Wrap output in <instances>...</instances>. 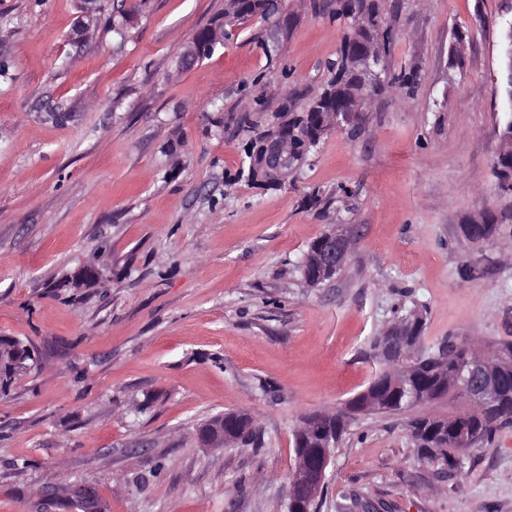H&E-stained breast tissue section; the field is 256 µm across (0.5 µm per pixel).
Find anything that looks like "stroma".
<instances>
[{
	"instance_id": "1",
	"label": "stroma",
	"mask_w": 512,
	"mask_h": 512,
	"mask_svg": "<svg viewBox=\"0 0 512 512\" xmlns=\"http://www.w3.org/2000/svg\"><path fill=\"white\" fill-rule=\"evenodd\" d=\"M0 0V335L37 370L0 396V512H286L302 418L336 410L381 364L370 348L423 306L422 348L512 341V190L494 164L512 112L505 0H386V61L357 131L332 130L280 184L242 175L250 140L305 111L349 19L314 0L225 26L227 0ZM473 224L496 234L472 239ZM355 239L308 287L332 226ZM225 411L257 443L201 445ZM512 512V425L461 471L422 460L404 416L364 414L332 454L320 512ZM321 245V249L314 257L325 269L314 264H305L304 258L300 264L302 277L309 286H318L333 277L340 269L336 271H328L326 269H336L345 265L352 251L354 241L350 234L332 230L325 234L323 242L322 236L315 239L310 244L305 255L307 256Z\"/></svg>"
}]
</instances>
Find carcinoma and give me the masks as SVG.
I'll use <instances>...</instances> for the list:
<instances>
[{
	"label": "carcinoma",
	"mask_w": 512,
	"mask_h": 512,
	"mask_svg": "<svg viewBox=\"0 0 512 512\" xmlns=\"http://www.w3.org/2000/svg\"><path fill=\"white\" fill-rule=\"evenodd\" d=\"M353 4L357 10L368 17L365 25L353 28L348 42L352 45L370 43L380 38L381 15L378 4L373 0H340L336 16H347V5ZM336 69L335 79L330 87L317 99L310 109L288 122V162L292 163L303 158L326 132L321 124V115L336 110V105L343 99L354 94L353 75L343 71V57H338L332 64ZM504 151L498 156L495 169L503 180L512 176V113L504 122L501 132ZM264 137L259 136L251 141L247 152L248 176L273 180L271 174L259 166ZM302 277L310 286H318L335 275L313 264H300ZM406 315L418 320L419 329L411 341L414 346L409 358L399 356L398 350L388 345L389 338L377 336L372 349L377 352L383 365L393 362L396 366L407 368L409 378L403 387L396 389L388 380L384 371L375 374L367 388L335 411V415L327 417L314 412L305 417L312 426V431L294 434V452L300 453L304 448L311 447L312 441L321 436L329 439L331 447H336L346 433L348 422L368 412H381L392 415H409L408 430L414 440L418 453L424 459L439 457L445 462L444 468L457 471L467 452L477 443L491 437L501 426L512 424V373L506 372L503 381L501 408L496 412L479 411L472 414L461 428L454 427L456 416H435L421 408L423 404H432L444 399L451 392L465 396V392L452 384L454 372L459 361L474 348L470 343L449 341L433 352L425 354L421 350L425 322L423 315L416 309H410ZM0 393H7L16 376L38 366V358L34 349L23 339L16 336H0ZM216 427L225 428L242 442L255 441L256 431L254 420L242 412H228L210 419L198 432L200 442H205L210 430ZM74 502L79 512H99V494L96 487L85 485L82 493L74 495Z\"/></svg>",
	"instance_id": "cac0c4a2"
}]
</instances>
